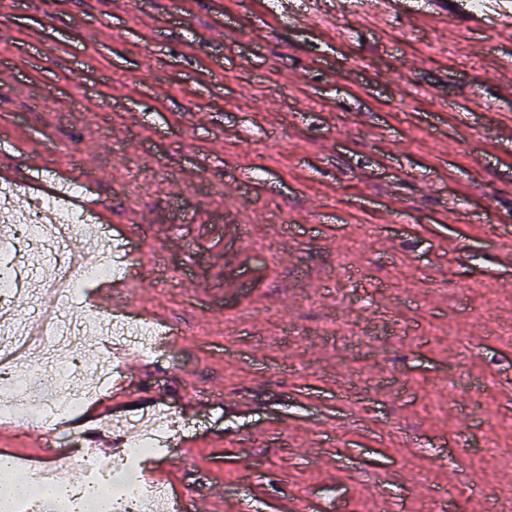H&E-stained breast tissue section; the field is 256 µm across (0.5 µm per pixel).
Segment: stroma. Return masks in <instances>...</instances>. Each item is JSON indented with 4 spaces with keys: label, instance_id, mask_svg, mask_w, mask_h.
Returning a JSON list of instances; mask_svg holds the SVG:
<instances>
[{
    "label": "stroma",
    "instance_id": "1",
    "mask_svg": "<svg viewBox=\"0 0 512 512\" xmlns=\"http://www.w3.org/2000/svg\"><path fill=\"white\" fill-rule=\"evenodd\" d=\"M337 2L15 0L0 148L24 169L78 145L137 246L129 295L175 324L184 368L133 376L123 411L194 403L164 474L190 507L512 501V463L462 449L512 445V41L464 0L428 25L426 0ZM458 379V402L431 395Z\"/></svg>",
    "mask_w": 512,
    "mask_h": 512
}]
</instances>
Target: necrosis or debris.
<instances>
[{
	"mask_svg": "<svg viewBox=\"0 0 512 512\" xmlns=\"http://www.w3.org/2000/svg\"><path fill=\"white\" fill-rule=\"evenodd\" d=\"M18 194V187L0 185V239L15 255L14 260L0 265V421L21 420L29 410L32 388L41 386L47 397L40 402L38 420L53 429L68 415L100 400L124 357L159 356L172 360L176 353L159 351L158 332L148 323H111L99 311L79 307L88 284L125 272L132 264L133 252L117 245L92 215L72 210L64 201L48 199L32 200L21 211L16 205ZM63 230L82 238H95L101 253L95 268H87L80 255L55 249V237ZM46 252L50 253L51 262L42 281L30 279L23 258ZM43 281L53 288L54 299L38 311L40 332L30 337L18 336L7 323L14 313L15 297L22 290L37 289ZM75 307L88 329L111 324V343L92 351L86 342L65 335L63 320ZM19 365L25 368L21 378L15 374ZM108 426L119 434L133 429L137 435L124 441L117 455L107 458L85 454L79 447L82 435H65L72 451L27 468L32 492L7 500L5 512H43L44 503L35 494L42 487L63 489V496L55 503L56 512H147L149 503L168 499V488L144 480L141 469L160 447L187 431L188 422L172 410L157 409L139 416L109 419Z\"/></svg>",
	"mask_w": 512,
	"mask_h": 512,
	"instance_id": "necrosis-or-debris-1",
	"label": "necrosis or debris"
}]
</instances>
